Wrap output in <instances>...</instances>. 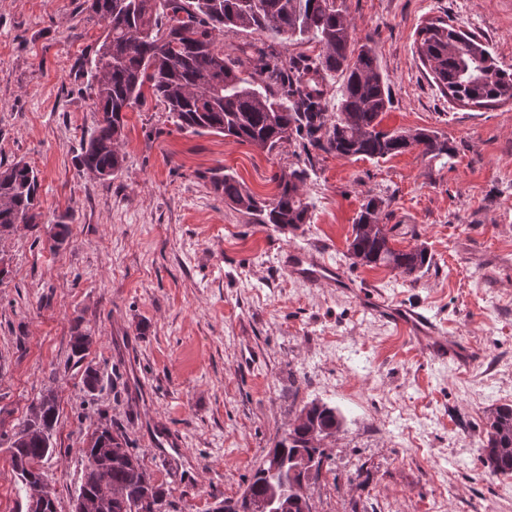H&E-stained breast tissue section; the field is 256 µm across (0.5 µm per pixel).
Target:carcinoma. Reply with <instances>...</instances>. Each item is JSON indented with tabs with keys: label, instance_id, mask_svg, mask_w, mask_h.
<instances>
[{
	"label": "carcinoma",
	"instance_id": "carcinoma-1",
	"mask_svg": "<svg viewBox=\"0 0 512 512\" xmlns=\"http://www.w3.org/2000/svg\"><path fill=\"white\" fill-rule=\"evenodd\" d=\"M90 9L105 23L91 67L101 119L82 141L79 163L99 180L122 170V112L144 102L146 88L166 105L178 128L222 133L268 152L297 141L305 149L376 161L414 148L434 158L453 154L448 141L431 130L380 129L390 105L388 87L369 44L354 45L344 0H90ZM239 29L268 31L293 45L314 42L321 46L319 62L314 66L301 57L271 52L245 69L219 45L224 34ZM416 49L452 99L479 106L512 100V67L499 65L477 36L461 34L438 18L419 29ZM328 72L343 77L332 120L322 107L324 92L310 85ZM306 178L304 168L277 176L278 192L271 199L256 197L219 169L211 173L210 184L255 223L285 229L310 220V203L301 193ZM38 190V175L28 164L0 163V228L38 224ZM385 205L375 197L362 205L348 255L356 266L385 267L415 280L431 256L424 247L404 251L391 246L380 219ZM487 419L483 464L495 475L512 476V406L490 409ZM56 420V401L43 396L13 433L11 461L18 477L42 481L41 464L55 452ZM341 423L334 407L315 401L301 407L288 437L269 449L284 469L270 474L260 465L237 499L224 500L226 512H252L255 499L277 488L287 490L293 458L306 454L324 463L328 455L314 444L312 428L337 430ZM110 440L111 430L105 427L80 449L85 462L101 458L80 489L93 496L104 479L117 490L107 512H161L163 486L132 451L103 453L102 445Z\"/></svg>",
	"mask_w": 512,
	"mask_h": 512
}]
</instances>
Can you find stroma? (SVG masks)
<instances>
[{"instance_id":"obj_1","label":"stroma","mask_w":512,"mask_h":512,"mask_svg":"<svg viewBox=\"0 0 512 512\" xmlns=\"http://www.w3.org/2000/svg\"><path fill=\"white\" fill-rule=\"evenodd\" d=\"M345 7L387 79L382 129L436 131L453 158L412 149L376 162L292 142L269 153L179 129L150 97L124 114L122 170L98 180L78 158L99 118L90 67L103 22L88 0H0V162L38 171L42 212L0 237V512H27L8 436L50 391L55 452L42 470L57 512H73L80 450L106 426L163 484L161 512H212L240 496L313 400L343 417L308 484L313 512H512V477L481 461L488 410L512 404V101L460 106L415 44L442 17L512 66V0ZM250 48L320 51L225 34L226 54ZM298 167L311 219L285 230L254 223L209 183L223 168L269 198L275 176ZM371 197L389 201L394 248L432 255L417 280L352 265L353 224ZM290 252L327 261L347 285L303 277ZM383 303L425 313L436 339L465 341L471 360L436 356ZM79 331L93 342L77 356Z\"/></svg>"}]
</instances>
